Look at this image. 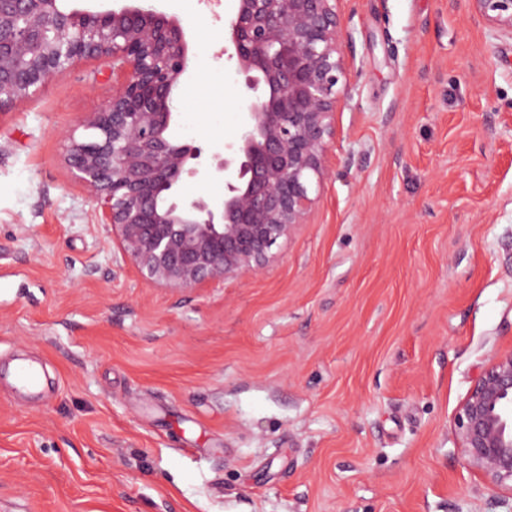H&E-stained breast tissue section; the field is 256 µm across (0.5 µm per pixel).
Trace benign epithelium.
I'll return each mask as SVG.
<instances>
[{
  "label": "benign epithelium",
  "mask_w": 512,
  "mask_h": 512,
  "mask_svg": "<svg viewBox=\"0 0 512 512\" xmlns=\"http://www.w3.org/2000/svg\"><path fill=\"white\" fill-rule=\"evenodd\" d=\"M512 39V0H467ZM221 53L255 93L221 151L170 135L174 94L191 67L187 35L153 0L91 12L63 0H0V112L88 63L111 66L112 95L64 139V159L148 281L203 288L262 270L271 249L310 221L328 174L345 73L336 0H235ZM224 185L196 196L189 185ZM458 447L494 488L512 491V349L495 354L460 404Z\"/></svg>",
  "instance_id": "obj_1"
}]
</instances>
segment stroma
<instances>
[{
	"label": "stroma",
	"mask_w": 512,
	"mask_h": 512,
	"mask_svg": "<svg viewBox=\"0 0 512 512\" xmlns=\"http://www.w3.org/2000/svg\"><path fill=\"white\" fill-rule=\"evenodd\" d=\"M232 5L161 0L192 61L172 134L210 151L245 118ZM337 10L331 175L250 276L171 291L122 258L63 150L102 65L0 115V512H512L454 436L512 348V40L466 0Z\"/></svg>",
	"instance_id": "obj_1"
}]
</instances>
